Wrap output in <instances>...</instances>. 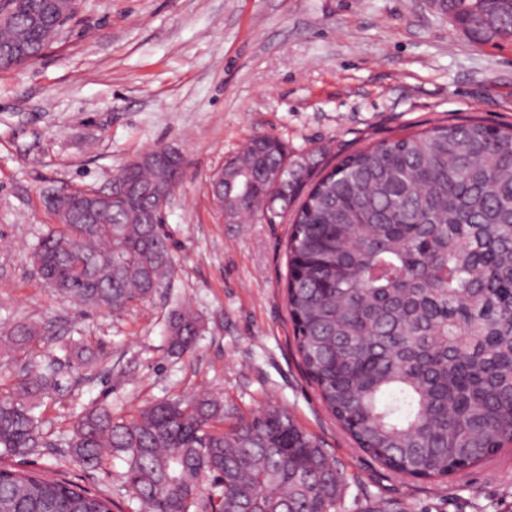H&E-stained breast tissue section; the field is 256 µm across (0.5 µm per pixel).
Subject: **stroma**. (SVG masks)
Masks as SVG:
<instances>
[{
  "mask_svg": "<svg viewBox=\"0 0 512 512\" xmlns=\"http://www.w3.org/2000/svg\"><path fill=\"white\" fill-rule=\"evenodd\" d=\"M512 123V41L476 43L438 0H79L42 57L0 70V339L20 323L33 345L0 355V394L54 363L44 434L94 403L129 419L146 405L209 395L224 422L270 406L288 413L343 472L339 512H512V454L453 475L412 479L361 452L303 375L283 292L288 223L227 220L211 174L254 136L278 138L312 173L409 130ZM189 159L165 208L173 273L166 288L115 314L77 312L42 280L29 252L56 222L60 188L105 189L142 150ZM191 307L193 352L170 351L168 317ZM95 352L94 369L73 352ZM7 465L57 472L139 512L127 464L86 470L44 447Z\"/></svg>",
  "mask_w": 512,
  "mask_h": 512,
  "instance_id": "stroma-1",
  "label": "stroma"
}]
</instances>
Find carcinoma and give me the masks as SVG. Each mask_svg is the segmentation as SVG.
<instances>
[{
	"label": "carcinoma",
	"instance_id": "obj_1",
	"mask_svg": "<svg viewBox=\"0 0 512 512\" xmlns=\"http://www.w3.org/2000/svg\"><path fill=\"white\" fill-rule=\"evenodd\" d=\"M0 26L42 47L75 18L32 0ZM469 39L512 40V0H441ZM309 169L268 135L224 166L215 203L235 219L290 216L285 297L304 372L356 447L420 480L450 476L512 451V125L437 124L341 158L302 198ZM159 172L135 173L134 206L95 224L68 221L31 261L63 300L120 313L172 273L166 236L142 224ZM192 311L168 323L171 347L195 349ZM37 331L17 325L6 350ZM50 365L0 397V454L32 453ZM88 468L124 456L126 487L147 512H337L343 474L288 414L269 407L224 427V402L168 399L130 419L94 406L56 437ZM66 478L0 466V512H113Z\"/></svg>",
	"mask_w": 512,
	"mask_h": 512
}]
</instances>
